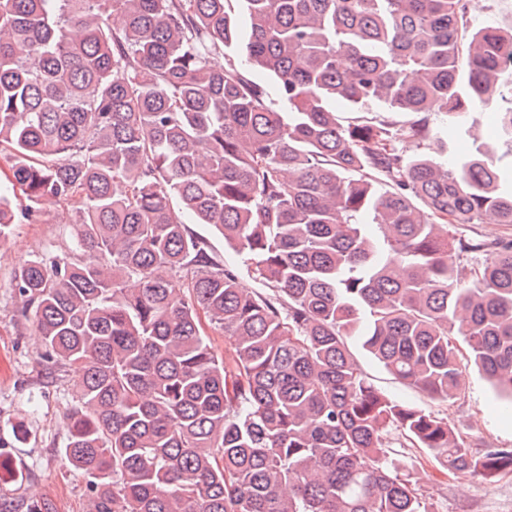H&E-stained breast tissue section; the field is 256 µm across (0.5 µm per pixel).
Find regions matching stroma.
I'll use <instances>...</instances> for the list:
<instances>
[{"mask_svg": "<svg viewBox=\"0 0 512 512\" xmlns=\"http://www.w3.org/2000/svg\"><path fill=\"white\" fill-rule=\"evenodd\" d=\"M496 133L493 114L485 113L477 117L470 136L449 138V153L433 145L427 152L443 163L448 154H466L473 141H483L492 144L501 169L511 168L512 152L496 142ZM79 208L76 201L42 204L38 222L14 224L0 240V447L10 453L9 467L0 470V512H17L23 503L40 499L50 500L56 512L88 509L86 481L60 453L67 442L66 417L76 404L77 376L72 367L45 357L33 317L13 285L20 262L50 251L75 252ZM191 230L236 269L242 288L266 293L265 283L213 225L195 224ZM348 345L380 393L447 421L471 448H512V418L503 414V402L482 372L464 369L460 397L446 403L394 379L363 349L359 337H350ZM386 442L394 473L410 478L435 512H512V474L490 481L463 477L443 470L428 449L406 445L398 430H390Z\"/></svg>", "mask_w": 512, "mask_h": 512, "instance_id": "35a3bbf8", "label": "stroma"}]
</instances>
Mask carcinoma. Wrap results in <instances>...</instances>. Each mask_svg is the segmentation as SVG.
Here are the masks:
<instances>
[{"mask_svg": "<svg viewBox=\"0 0 512 512\" xmlns=\"http://www.w3.org/2000/svg\"><path fill=\"white\" fill-rule=\"evenodd\" d=\"M338 102L416 118L344 125ZM487 110L512 150V26L470 27L466 0H0L21 211L81 203L82 256L28 259L14 283L45 354L80 372L62 453L89 512H435L387 467L393 427L450 472H512V448L475 451L387 398L347 345L450 401L458 336L512 407V240L448 232L512 224V185L489 146L419 152L443 134L429 113L466 136ZM183 211L273 295L238 287ZM14 219L0 193V237ZM486 251L461 276L459 254ZM202 316L231 341L222 360ZM450 229L461 238H475L488 243H495L500 239L512 238V225L505 224H453Z\"/></svg>", "mask_w": 512, "mask_h": 512, "instance_id": "1", "label": "carcinoma"}]
</instances>
